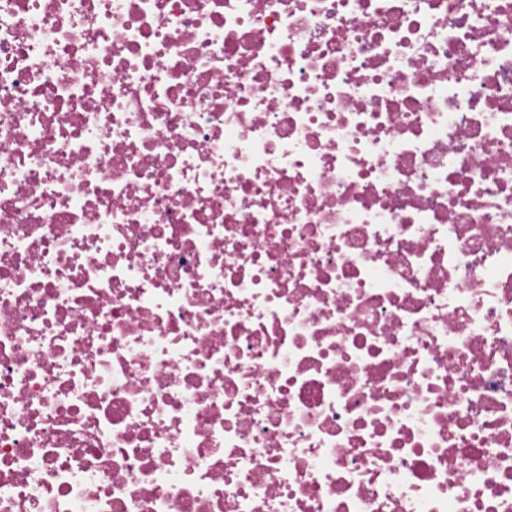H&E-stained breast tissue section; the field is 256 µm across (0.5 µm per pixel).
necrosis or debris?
Masks as SVG:
<instances>
[{
    "instance_id": "obj_1",
    "label": "necrosis or debris",
    "mask_w": 512,
    "mask_h": 512,
    "mask_svg": "<svg viewBox=\"0 0 512 512\" xmlns=\"http://www.w3.org/2000/svg\"><path fill=\"white\" fill-rule=\"evenodd\" d=\"M0 512H512V0H0Z\"/></svg>"
}]
</instances>
